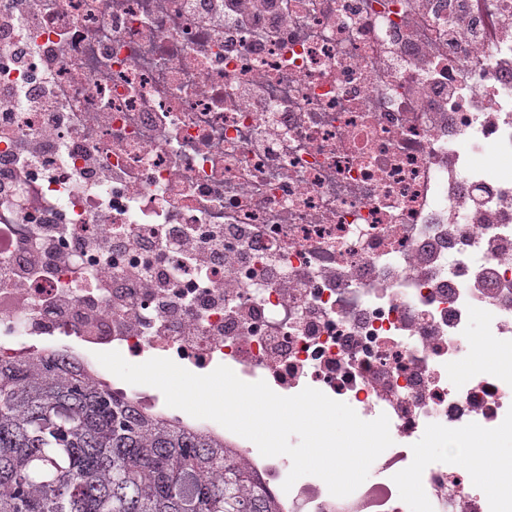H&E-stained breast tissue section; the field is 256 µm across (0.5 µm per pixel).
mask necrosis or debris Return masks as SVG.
<instances>
[{"mask_svg": "<svg viewBox=\"0 0 512 512\" xmlns=\"http://www.w3.org/2000/svg\"><path fill=\"white\" fill-rule=\"evenodd\" d=\"M0 358L62 344L392 445L352 494L212 420L286 512H512L420 441L512 432V0H0ZM508 356L452 378L475 331Z\"/></svg>", "mask_w": 512, "mask_h": 512, "instance_id": "obj_1", "label": "necrosis or debris"}]
</instances>
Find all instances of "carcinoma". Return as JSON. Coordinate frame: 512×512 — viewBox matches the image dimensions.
<instances>
[{"instance_id": "1", "label": "carcinoma", "mask_w": 512, "mask_h": 512, "mask_svg": "<svg viewBox=\"0 0 512 512\" xmlns=\"http://www.w3.org/2000/svg\"><path fill=\"white\" fill-rule=\"evenodd\" d=\"M0 512H282L224 439L63 352L0 360Z\"/></svg>"}]
</instances>
